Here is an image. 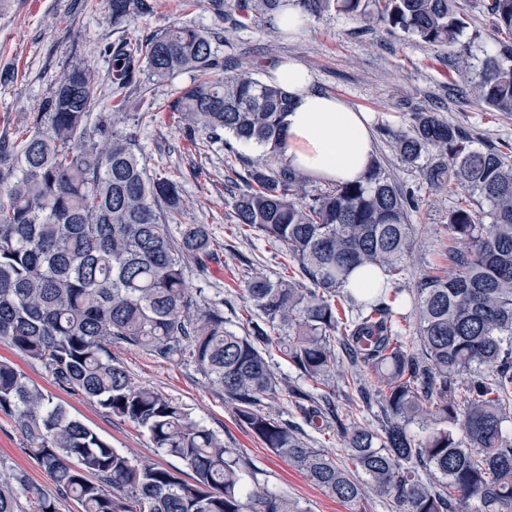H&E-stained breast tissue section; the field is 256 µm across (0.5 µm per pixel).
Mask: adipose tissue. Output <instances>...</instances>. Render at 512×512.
Wrapping results in <instances>:
<instances>
[{"instance_id": "1", "label": "adipose tissue", "mask_w": 512, "mask_h": 512, "mask_svg": "<svg viewBox=\"0 0 512 512\" xmlns=\"http://www.w3.org/2000/svg\"><path fill=\"white\" fill-rule=\"evenodd\" d=\"M270 80L290 97L284 116L289 165L323 181L359 180L374 154L367 113L320 90L300 63H282Z\"/></svg>"}]
</instances>
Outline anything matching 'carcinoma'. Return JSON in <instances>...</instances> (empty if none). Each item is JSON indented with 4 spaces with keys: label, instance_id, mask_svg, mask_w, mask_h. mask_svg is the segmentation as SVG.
I'll list each match as a JSON object with an SVG mask.
<instances>
[{
    "label": "carcinoma",
    "instance_id": "cac0c4a2",
    "mask_svg": "<svg viewBox=\"0 0 512 512\" xmlns=\"http://www.w3.org/2000/svg\"><path fill=\"white\" fill-rule=\"evenodd\" d=\"M313 16L332 9L364 23L400 29L425 43L459 45L470 26L460 0H299ZM112 24L149 12L148 0H111ZM239 24L275 14L282 0H238ZM500 37L476 58L460 45L451 60L461 72L479 68L469 87L475 102L512 112V0H482ZM213 32L172 25L140 47L106 45L110 80L137 81L141 61L160 82L192 72L169 110L185 120L190 140L263 148L238 156L237 223L285 247L312 287L255 275L244 282L250 331L224 322V300L187 286L184 259L205 270L215 259L206 224H170L181 210L177 182L150 175L136 131L121 104L112 122L91 127L97 80L74 65L16 137L0 134V339L42 362L55 383L144 428L154 447L178 458L185 482L155 462L131 459L53 402L21 370L0 361V412L13 416L31 458L82 512H303L299 502L250 489L243 462L224 440L162 394L134 384L109 346L124 342L154 356H189L234 405L237 419L262 444L329 495L356 507L369 492L399 512H512V160L471 147L434 112H418L412 131L392 134L400 160L413 165L428 151L424 179L457 195L448 212V275L422 277L413 292L415 333L406 346L396 329L387 288L353 292L350 272L404 271L414 238V196L374 161L363 180L314 194L307 175L288 166L281 122L288 93L256 77L253 62L214 78L220 63ZM489 223H484V218ZM277 341L283 359L312 388L281 387L265 349ZM348 364L351 405L383 402L382 433L336 409L329 383ZM368 367L377 385L358 370ZM325 391L316 393L319 387ZM287 390L304 418L330 420L354 470L308 446L298 428L264 412ZM58 512L23 474L0 487V512Z\"/></svg>",
    "mask_w": 512,
    "mask_h": 512
}]
</instances>
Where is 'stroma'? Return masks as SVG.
Listing matches in <instances>:
<instances>
[{
	"mask_svg": "<svg viewBox=\"0 0 512 512\" xmlns=\"http://www.w3.org/2000/svg\"><path fill=\"white\" fill-rule=\"evenodd\" d=\"M151 2L152 11L135 24L116 27L108 0H0V131L29 125L62 71L74 64L98 74L91 118L107 117L111 63L104 45L118 40L135 43L174 24L214 32L212 47L221 59L254 62L262 79L277 63L295 60L310 70L321 90L369 113L375 160L415 195L418 207L411 214L415 242L393 305L400 326L413 330L411 297L417 282L424 275L448 270V212L454 200L447 192L431 190L423 178L421 167L432 161V154L422 155L419 164H404L391 136L410 131L415 113L430 111L464 129L473 147L511 152L512 113L494 112L469 99L465 89L475 76L453 69L451 47L428 44L382 26L366 28L342 12L332 10L312 18L306 33L291 37L277 29L271 16L233 27L236 0H227L222 19L210 12L208 0ZM190 80V75L182 74L169 82H154L148 74H141L139 82L123 90V109L139 130L148 173L169 177L181 187L184 207L177 223L209 225L218 244V257L210 262L206 274L188 265L190 288L204 289L210 298L223 297L228 328L244 336L251 318L242 296L244 281L259 274L274 279L295 277L299 271L280 244L244 231L236 222L234 196L242 187L228 183L226 177L238 166L237 154L254 157L258 148L238 143L230 151L216 145L205 153L195 152L184 138L181 114L167 111V103ZM109 352L135 384L180 403L222 437L225 447L237 449L248 485L288 494L304 512H352L349 504L330 496L265 448L190 358L162 360L123 342L112 343ZM0 357L14 363L54 402L66 406L122 454L157 462L190 479V470L179 459L154 448L143 428L60 388L42 363L4 339L0 340ZM264 410L302 427L312 447L325 451L340 465H349L348 450L335 427L308 425L287 395L266 400ZM19 473L53 498L58 512H81L75 501L59 496L51 478L31 458L14 417L0 413V479L9 482Z\"/></svg>",
	"mask_w": 512,
	"mask_h": 512,
	"instance_id": "stroma-1",
	"label": "stroma"
}]
</instances>
